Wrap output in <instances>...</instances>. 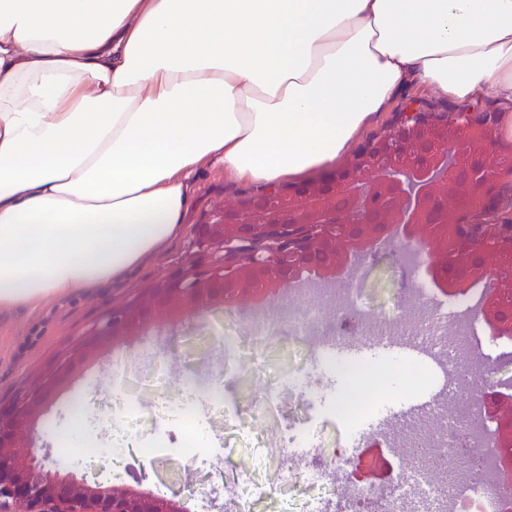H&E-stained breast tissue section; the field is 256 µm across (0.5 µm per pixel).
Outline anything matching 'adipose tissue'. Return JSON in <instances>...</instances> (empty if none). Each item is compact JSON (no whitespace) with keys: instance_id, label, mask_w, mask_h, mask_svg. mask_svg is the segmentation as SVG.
<instances>
[{"instance_id":"ef3b65f1","label":"adipose tissue","mask_w":512,"mask_h":512,"mask_svg":"<svg viewBox=\"0 0 512 512\" xmlns=\"http://www.w3.org/2000/svg\"><path fill=\"white\" fill-rule=\"evenodd\" d=\"M411 84L512 103V0H0V309L139 264L201 164L334 166Z\"/></svg>"}]
</instances>
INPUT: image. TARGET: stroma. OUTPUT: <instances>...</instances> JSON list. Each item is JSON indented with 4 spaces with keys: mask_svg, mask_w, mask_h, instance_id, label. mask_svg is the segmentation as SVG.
I'll return each instance as SVG.
<instances>
[{
    "mask_svg": "<svg viewBox=\"0 0 512 512\" xmlns=\"http://www.w3.org/2000/svg\"><path fill=\"white\" fill-rule=\"evenodd\" d=\"M423 110L451 113L468 107L469 111L499 112L496 132L499 143L512 145V109L495 99L482 97L468 104L438 96L428 88L412 85L389 101L365 126L360 139L380 132L409 101ZM252 185L225 175L222 167L202 164L191 177V196L184 215L181 233L156 253L129 269L120 277L94 288L76 291L51 299L36 307H14L0 311V401L7 403L15 394L27 389L36 374L53 362L104 311L130 298L138 288L165 275L169 270L206 261L194 243V228L204 223L214 208L251 193ZM422 282L413 268L405 266L398 249L379 250L369 257L354 283V295L366 308L387 314H400L412 304ZM246 335L248 327L243 312L225 310L199 318L181 328L176 341L177 357L164 354L169 331L150 330L146 338L131 347L114 349L107 361L92 365L70 390L64 391L51 405L47 418L54 430H67L74 402H82L86 424L75 436L76 443L92 442L102 447L98 460L85 462L70 459L68 465L88 480L103 484L127 480L128 468L154 469L176 462L175 448L182 434L170 418L161 415L166 402L184 395L181 380L186 371H195L202 382H210L218 371V355L208 337L223 335L225 329ZM315 349H302L298 337L276 339L266 348L249 351V369L243 370L226 391L224 411H214L204 394L196 402L204 430L215 451V458L201 457L189 469L200 489L187 506L190 512H219L210 505L203 489L211 480L223 479L226 495H233L238 472L254 471L269 486L268 497L255 512H298L309 491L301 483L285 485L281 478L289 463L301 456L289 444L290 431L308 433L310 446L335 443L344 457L354 459L369 454L370 444H357L359 435L367 433L366 422L348 429L337 423L330 409L341 392L343 382L335 373L325 371L316 360ZM164 365L169 383L164 391L141 388L138 417L141 426L129 430L127 420L117 412L119 388L124 377ZM310 370L318 388L313 394H287L266 384L268 374L291 376ZM163 437L164 447L147 456L143 447Z\"/></svg>",
    "mask_w": 512,
    "mask_h": 512,
    "instance_id": "1",
    "label": "stroma"
}]
</instances>
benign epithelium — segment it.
I'll list each match as a JSON object with an SVG mask.
<instances>
[{
    "instance_id": "7a95c632",
    "label": "benign epithelium",
    "mask_w": 512,
    "mask_h": 512,
    "mask_svg": "<svg viewBox=\"0 0 512 512\" xmlns=\"http://www.w3.org/2000/svg\"><path fill=\"white\" fill-rule=\"evenodd\" d=\"M467 144L452 167L434 168L448 154L438 127L418 112H399L393 136L366 140L350 162L314 180L247 194L220 205L195 226V243L217 258L207 268H186L154 282L103 314L46 368L26 391L0 405V512H190L186 487L143 492L134 483L104 485L78 478L36 447L38 426L54 400L87 365L120 346L138 343L151 328L206 316L244 301L262 307L273 294L307 283L355 279L353 268L378 245L412 248L428 287L454 300L476 275L487 285L478 317L492 336L512 328V308L498 304L500 254L512 249V221L473 224L472 212L504 208L497 185L481 177L482 158L496 151L490 123L471 114ZM448 225V237L430 229ZM498 431L512 438V398L490 411ZM342 460L336 482L386 484L381 451L368 464ZM496 478L512 496V461Z\"/></svg>"
}]
</instances>
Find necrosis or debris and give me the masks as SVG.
I'll return each mask as SVG.
<instances>
[{"instance_id":"4bbe7bcc","label":"necrosis or debris","mask_w":512,"mask_h":512,"mask_svg":"<svg viewBox=\"0 0 512 512\" xmlns=\"http://www.w3.org/2000/svg\"><path fill=\"white\" fill-rule=\"evenodd\" d=\"M300 303L288 310V333L306 334L311 344L324 348L328 369L338 375L366 366L336 360L327 345L337 336H370L426 344L450 359V406L440 407L416 420L401 421L385 433L389 449L383 464L393 482L388 489L355 483L339 493L316 492L320 472L307 474L314 488L304 512H501L502 492L493 470V425L485 403L471 390V381L484 373L485 364L473 352L468 335L472 320L461 319L456 332L448 330V312L439 307L430 289H423L408 314L383 320L381 315L354 302L349 285H307L300 288ZM379 382L371 396L352 405L335 403L337 422L352 424L374 411L380 399L392 396V378L406 389H415L428 379L425 365L411 361L381 366Z\"/></svg>"}]
</instances>
